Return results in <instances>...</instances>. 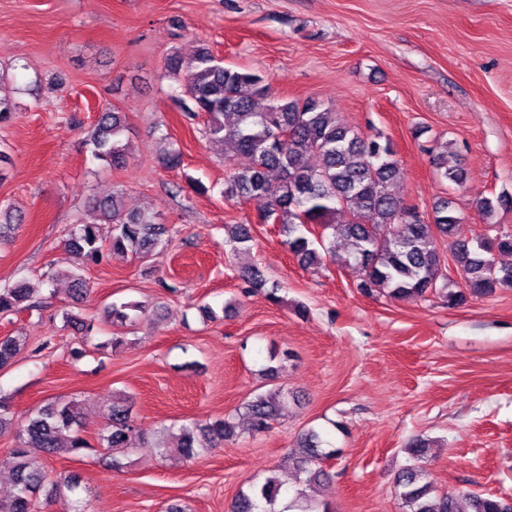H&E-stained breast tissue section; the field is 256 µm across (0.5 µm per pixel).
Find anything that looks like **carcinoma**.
<instances>
[{
    "label": "carcinoma",
    "mask_w": 512,
    "mask_h": 512,
    "mask_svg": "<svg viewBox=\"0 0 512 512\" xmlns=\"http://www.w3.org/2000/svg\"><path fill=\"white\" fill-rule=\"evenodd\" d=\"M165 69L191 102L187 111L206 116L208 139L232 147L249 160L245 167L225 171L224 196L256 203L260 220L281 225L283 245L303 267L320 268L328 258L355 268L358 288L368 295L380 291L397 300L421 301L440 291L453 308L469 296L481 298L512 289V263L496 261L498 254H512V231L493 236L460 234L461 217L451 196L435 203L429 223L405 217L408 206L392 190L401 165L388 138L360 134L316 98L302 102L277 98L261 75L225 66L204 45L189 60L177 53L170 55ZM10 79L9 69L1 67L0 124L16 114V104L1 93ZM126 131L125 117L117 109L101 113L91 135L93 157L112 166L125 164ZM311 154L319 157L320 164L308 163ZM432 163L441 179L456 186L464 182L456 153L441 150L432 155ZM122 198L123 192L115 190L92 201L91 211L99 214L100 223L112 225L109 243H103L99 223L78 224L69 233L66 244L75 265L61 277L69 282L77 301L87 293L82 266L99 261L104 249L147 258L162 245L166 227L150 215L126 210ZM510 205L512 197L506 194L476 199V208L488 221L498 209ZM0 215L4 218L1 238L12 233L21 218L7 207L0 208ZM311 225L320 226L324 234L316 240L307 237ZM225 231L224 244L232 252L252 241L246 224L227 225ZM338 238L349 245L344 258L336 255ZM442 242L461 271L463 283L457 287L443 272ZM243 277L251 288L265 291L269 301H281L279 285H267L258 268H249ZM31 294L24 282L0 288V315L33 307ZM132 311H142V305L134 301L114 304L108 317L123 326ZM24 345L21 336L0 337V369L10 366ZM287 400L280 389L256 395L247 404L251 429H268ZM11 430L17 446L0 465L10 468L15 492L8 500H0V512H45L55 503L62 512H87V505L78 498V479L70 474L52 477L41 463L59 455L77 456L90 447L79 428L75 404L51 401L16 424L10 406L1 402L0 434ZM235 436L236 423L227 417L183 425L176 433L168 431L155 448L189 457L196 452L208 454ZM98 442L112 450L115 470L123 467L121 457L128 450L145 444L128 398L112 401ZM324 444L316 430L303 433L287 456L289 466L301 476L296 487H283L273 474L252 481L231 499L227 512H330L327 504L307 493L328 477L322 463L335 451L326 450ZM424 478L423 468L414 464L397 473L395 485L403 512H512V505L503 498L469 492L435 495Z\"/></svg>",
    "instance_id": "cac0c4a2"
}]
</instances>
